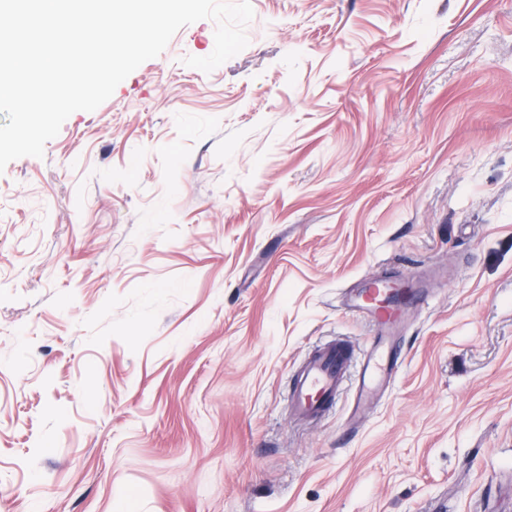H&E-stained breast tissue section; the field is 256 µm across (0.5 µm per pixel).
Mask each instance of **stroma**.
<instances>
[{"mask_svg": "<svg viewBox=\"0 0 512 512\" xmlns=\"http://www.w3.org/2000/svg\"><path fill=\"white\" fill-rule=\"evenodd\" d=\"M0 173V512H512V0H251ZM423 282L350 421L293 376ZM405 285V298L402 302L394 301L393 294ZM427 303L422 289L397 283L391 277H375L368 280L358 294L346 304L350 312H363L371 316L377 329V342L374 349L368 351L357 371L356 394L353 411H361L373 398L376 390L389 386L395 380L400 364V352L395 345L385 346L386 333H390L399 324L402 312L407 307L421 308Z\"/></svg>", "mask_w": 512, "mask_h": 512, "instance_id": "obj_1", "label": "stroma"}]
</instances>
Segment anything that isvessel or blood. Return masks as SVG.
Listing matches in <instances>:
<instances>
[{
  "label": "vessel or blood",
  "instance_id": "vessel-or-blood-1",
  "mask_svg": "<svg viewBox=\"0 0 512 512\" xmlns=\"http://www.w3.org/2000/svg\"><path fill=\"white\" fill-rule=\"evenodd\" d=\"M400 292L396 281L388 277L368 280L347 305L349 311L371 316L379 336L374 349L368 351L360 365H353L347 348L339 343L317 349L297 371L288 401L299 420H315L331 411L349 376H356L354 410H362L379 387L394 382L400 364L397 346L385 345L386 333L394 330L409 307H423L427 298L423 290H407L403 301H395Z\"/></svg>",
  "mask_w": 512,
  "mask_h": 512
}]
</instances>
